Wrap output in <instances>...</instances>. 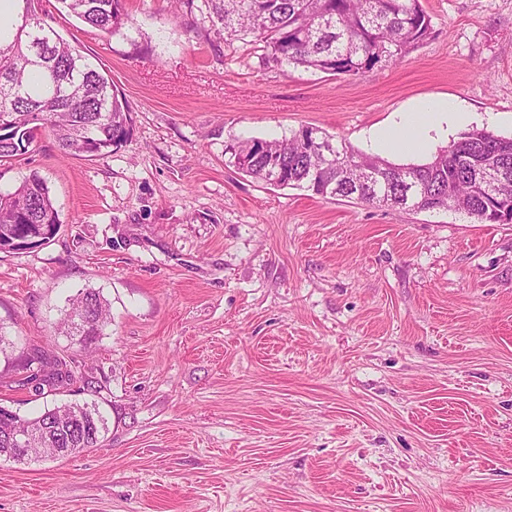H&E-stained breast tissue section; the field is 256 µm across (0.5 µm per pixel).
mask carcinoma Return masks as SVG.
Instances as JSON below:
<instances>
[{
	"label": "carcinoma",
	"mask_w": 512,
	"mask_h": 512,
	"mask_svg": "<svg viewBox=\"0 0 512 512\" xmlns=\"http://www.w3.org/2000/svg\"><path fill=\"white\" fill-rule=\"evenodd\" d=\"M87 26L114 35L124 25L122 0H59ZM174 0L209 22L213 36H251L262 45V60L280 67H304L337 76L362 75L395 63L429 37L430 16L420 0ZM0 161L16 156L36 132L49 129L61 156L100 157L130 134V113L112 80L67 43L39 13V0H23L15 33H0ZM225 153L240 172L280 187H298L324 198L344 197L402 210L457 207L480 223H499L512 214V138L472 130L420 165H395L355 151L316 127H302L282 140H235ZM62 224L46 183L35 173L7 193L0 192V251L29 241L51 240ZM109 303L84 289L68 299L58 330L98 336L108 324ZM73 373L40 379L38 390L70 383ZM86 423L103 434L106 419L93 402L83 403ZM68 404L32 419L52 428L49 447L77 448L89 430L58 422Z\"/></svg>",
	"instance_id": "1"
}]
</instances>
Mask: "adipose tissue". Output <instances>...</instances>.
<instances>
[{"label": "adipose tissue", "instance_id": "obj_1", "mask_svg": "<svg viewBox=\"0 0 512 512\" xmlns=\"http://www.w3.org/2000/svg\"><path fill=\"white\" fill-rule=\"evenodd\" d=\"M469 115L445 100L430 101L402 115L394 126L375 131L371 140L376 151L405 155L424 153L431 146L432 131L468 122Z\"/></svg>", "mask_w": 512, "mask_h": 512}]
</instances>
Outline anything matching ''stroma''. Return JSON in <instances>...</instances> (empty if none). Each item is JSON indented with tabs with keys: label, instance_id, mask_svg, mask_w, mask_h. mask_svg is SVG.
<instances>
[{
	"label": "stroma",
	"instance_id": "1",
	"mask_svg": "<svg viewBox=\"0 0 512 512\" xmlns=\"http://www.w3.org/2000/svg\"><path fill=\"white\" fill-rule=\"evenodd\" d=\"M421 4L431 35L349 77L194 38L172 0H124L112 36L42 0L131 128L103 157L42 130L0 162L1 192L37 173L62 220L0 252V406L93 401L108 430L0 459V512H512V224L273 187L225 152L311 126L368 155L370 130L433 100L471 115L435 150L512 138V0ZM82 289L112 317L88 351L56 329ZM44 348L81 382L36 394Z\"/></svg>",
	"mask_w": 512,
	"mask_h": 512
}]
</instances>
